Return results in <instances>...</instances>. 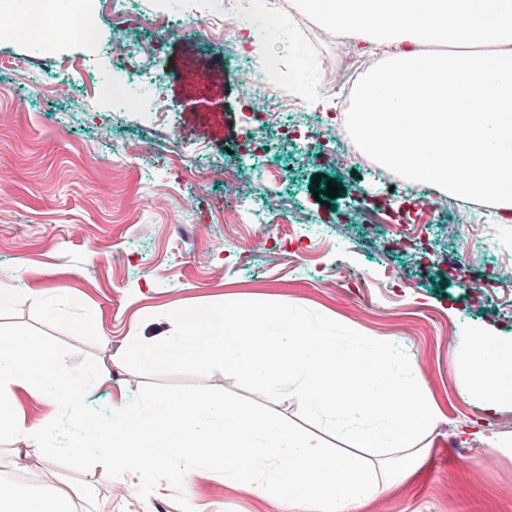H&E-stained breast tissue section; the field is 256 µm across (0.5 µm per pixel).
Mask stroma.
Instances as JSON below:
<instances>
[{"label":"stroma","instance_id":"stroma-1","mask_svg":"<svg viewBox=\"0 0 512 512\" xmlns=\"http://www.w3.org/2000/svg\"><path fill=\"white\" fill-rule=\"evenodd\" d=\"M302 19L290 12L292 38L273 51L286 69L303 56V103L321 96L336 115L341 92L320 66L328 47L301 44ZM38 39L22 25L0 41V60L18 63L0 76V282L21 295L0 311V324L27 323L70 345L69 364L92 356L132 396L147 378L120 356L134 338L169 335L170 311L244 300L316 311L404 349L436 409L423 470L360 512H512V459L480 463L485 448L512 437V403L486 411L460 352L469 335L512 341V282L494 284L479 305L466 297L512 253V223L500 211L446 198L441 212H429L421 185L388 180L357 151L324 153L316 128L302 148L277 153V177L258 181L234 162L252 130L239 91L245 74L223 40L169 35L155 62L158 112L148 122L135 107L88 109V96L120 67L112 57L92 65L84 86L33 92V72L55 74L82 54L72 41L47 55ZM215 71L223 81L209 80ZM130 143L136 153L114 161ZM317 178L340 188L329 205L313 197ZM228 181L261 194L266 214L287 211V223H236ZM494 223L498 238L458 271L472 225ZM263 231L269 241L258 251L252 241ZM44 295L68 306L71 318L43 317L36 299ZM87 312L91 332L75 322ZM26 446L21 436L0 445V481L68 489L72 512L93 502L108 512H180L179 492L195 512H285L273 495H246L208 471L179 492L160 484L144 500L127 477L98 467L79 473Z\"/></svg>","mask_w":512,"mask_h":512}]
</instances>
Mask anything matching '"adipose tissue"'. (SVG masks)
Instances as JSON below:
<instances>
[{
	"label": "adipose tissue",
	"instance_id": "obj_1",
	"mask_svg": "<svg viewBox=\"0 0 512 512\" xmlns=\"http://www.w3.org/2000/svg\"><path fill=\"white\" fill-rule=\"evenodd\" d=\"M464 369L486 410L512 400V343L490 335L474 337L465 347ZM70 493L49 486L35 491L18 484H0V512H69Z\"/></svg>",
	"mask_w": 512,
	"mask_h": 512
}]
</instances>
